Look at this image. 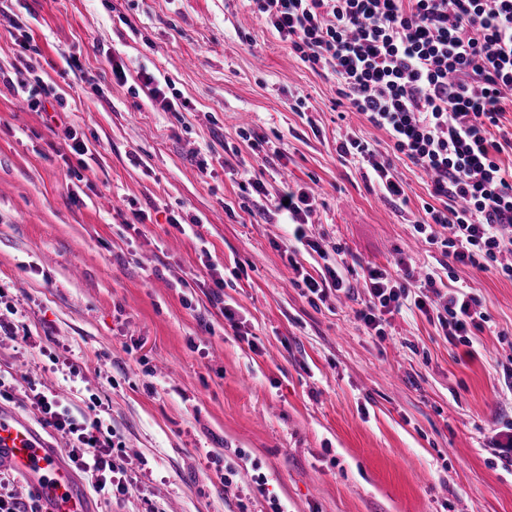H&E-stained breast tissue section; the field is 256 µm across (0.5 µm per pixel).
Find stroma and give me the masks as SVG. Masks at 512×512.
Segmentation results:
<instances>
[{"label":"stroma","instance_id":"obj_1","mask_svg":"<svg viewBox=\"0 0 512 512\" xmlns=\"http://www.w3.org/2000/svg\"><path fill=\"white\" fill-rule=\"evenodd\" d=\"M22 32L35 50L21 52ZM18 69L49 106L31 110L0 81V313L17 331L0 342L13 379L0 406L56 445L28 380L94 407L132 488H89L92 512H271L273 498L288 512H512V472L489 446L512 422V280L447 270L414 229L430 186L404 156L390 154L404 206L340 156L350 136L390 152L384 131L337 105L334 75L301 61L249 0H12L0 71ZM144 72L167 81L174 109L152 104ZM65 122L92 151L89 181L69 175ZM247 163L268 199L315 191L323 251L304 254L308 271L338 252L436 273L477 299L490 320L474 355L435 316L389 314L381 339L355 317L361 292L305 295L288 225L240 189ZM173 215L203 222L185 235ZM206 257L235 322L210 302Z\"/></svg>","mask_w":512,"mask_h":512}]
</instances>
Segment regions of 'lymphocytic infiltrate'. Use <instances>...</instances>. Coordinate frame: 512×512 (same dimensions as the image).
Returning a JSON list of instances; mask_svg holds the SVG:
<instances>
[{"label":"lymphocytic infiltrate","instance_id":"lymphocytic-infiltrate-1","mask_svg":"<svg viewBox=\"0 0 512 512\" xmlns=\"http://www.w3.org/2000/svg\"><path fill=\"white\" fill-rule=\"evenodd\" d=\"M257 12L311 68L332 71L336 94L351 111L383 130L389 146L430 180V203L414 224L427 240H440L452 263L495 271L512 279V169L500 156L512 151V129L501 118L512 101V0H253ZM340 155L367 162L365 178L393 202L407 203L391 162L354 137ZM314 197L283 187L274 208L292 224L288 253L318 250L308 233ZM290 266L307 292L325 299L351 294L345 263L311 274ZM376 265L363 267L365 298L356 312L369 335L384 336V316L408 305L435 312L453 345H470L486 313L471 296L447 289L426 274L418 293ZM32 403L65 440L72 465L96 488L126 495V469L100 418L73 410L56 395L34 391Z\"/></svg>","mask_w":512,"mask_h":512}]
</instances>
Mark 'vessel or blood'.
<instances>
[{"mask_svg":"<svg viewBox=\"0 0 512 512\" xmlns=\"http://www.w3.org/2000/svg\"><path fill=\"white\" fill-rule=\"evenodd\" d=\"M0 471L16 475L43 512H89V497L58 448L31 423L0 408Z\"/></svg>","mask_w":512,"mask_h":512,"instance_id":"vessel-or-blood-1","label":"vessel or blood"}]
</instances>
